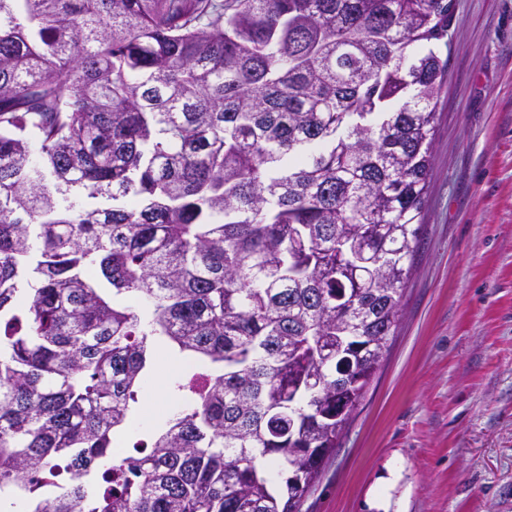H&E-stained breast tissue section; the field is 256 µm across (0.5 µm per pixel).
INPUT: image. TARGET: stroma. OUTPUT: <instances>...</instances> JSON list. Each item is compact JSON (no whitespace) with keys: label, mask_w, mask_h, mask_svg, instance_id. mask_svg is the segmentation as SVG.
Wrapping results in <instances>:
<instances>
[{"label":"stroma","mask_w":512,"mask_h":512,"mask_svg":"<svg viewBox=\"0 0 512 512\" xmlns=\"http://www.w3.org/2000/svg\"><path fill=\"white\" fill-rule=\"evenodd\" d=\"M386 358L301 512H512V0H453Z\"/></svg>","instance_id":"obj_1"}]
</instances>
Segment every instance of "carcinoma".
Listing matches in <instances>:
<instances>
[{
    "mask_svg": "<svg viewBox=\"0 0 512 512\" xmlns=\"http://www.w3.org/2000/svg\"><path fill=\"white\" fill-rule=\"evenodd\" d=\"M452 6L0 0V512H299L394 335ZM165 350H166V356L163 359L160 357L161 349H159L157 351V357H158V361L160 363V368L163 364H165V366H164L165 367V374H164L165 382H164L163 392L153 403V405H152L153 416L148 420H141V415H142L144 406L149 398L150 392L142 393V395L139 399V403L136 406V419L141 422H152V421L155 422L157 419H159L160 417H162L163 415L168 413V411L166 410V408L168 406H166V404L172 400V395H171V393L169 391V387H168V378H169V376L174 375L175 373L183 370V368L187 367L188 363L186 361H184L179 356L174 355L168 349L165 348Z\"/></svg>",
    "mask_w": 512,
    "mask_h": 512,
    "instance_id": "1",
    "label": "carcinoma"
}]
</instances>
